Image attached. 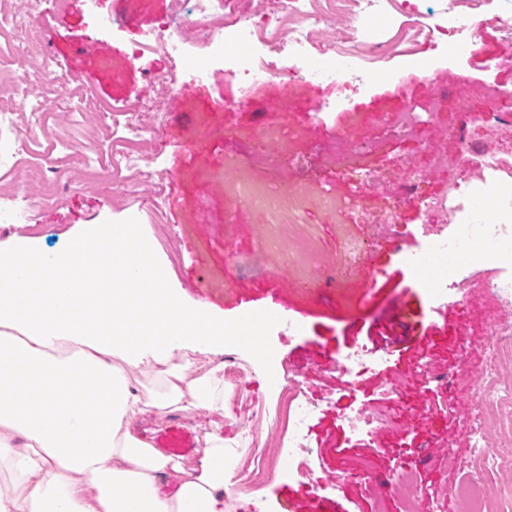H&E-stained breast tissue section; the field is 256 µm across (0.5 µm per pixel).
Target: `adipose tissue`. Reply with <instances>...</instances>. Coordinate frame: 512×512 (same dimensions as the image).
Segmentation results:
<instances>
[{
    "mask_svg": "<svg viewBox=\"0 0 512 512\" xmlns=\"http://www.w3.org/2000/svg\"><path fill=\"white\" fill-rule=\"evenodd\" d=\"M224 321L187 306L136 228L62 252L0 249V512H229L224 437L195 472L134 433V417L224 411V375L187 379L188 349L224 351ZM151 366L134 390L126 370Z\"/></svg>",
    "mask_w": 512,
    "mask_h": 512,
    "instance_id": "obj_1",
    "label": "adipose tissue"
}]
</instances>
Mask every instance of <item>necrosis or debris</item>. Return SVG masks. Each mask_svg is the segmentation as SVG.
Returning <instances> with one entry per match:
<instances>
[{
  "mask_svg": "<svg viewBox=\"0 0 512 512\" xmlns=\"http://www.w3.org/2000/svg\"><path fill=\"white\" fill-rule=\"evenodd\" d=\"M8 3V13L0 14V51L16 50L17 59L13 69L0 72V84H10L19 94L34 83L47 91V98L30 112V126L38 127L60 103L69 101L76 84L51 53H42L38 65L29 67L28 47L43 41L44 35L35 28L31 0ZM487 16L512 37V6H505L504 0H447L431 18L418 11L414 0H278L273 14L251 12L233 24L226 21L224 0H169L166 22L143 32L139 43L159 48L171 72L150 75L153 95L137 109L101 104L97 110L111 115L113 126L125 131V147L116 163L156 190L164 172L140 148L150 129L139 115L158 111L176 71L191 67L194 81L201 82L214 66H223L248 97L256 85L272 78L268 57L284 55L289 61L287 77L309 82L327 78L366 88L382 75L383 60L409 55L393 38L391 24L406 27L416 38L433 27L448 30L457 37L458 54L466 56L478 50L481 21ZM316 53L334 60L335 69L311 66ZM451 136L452 152L433 153L427 165L404 172L399 196L391 202L379 200L377 209L382 223L394 229L406 206L420 207L425 216L416 227L420 247L403 253L402 261L433 302L452 299L470 308L473 289L488 290L494 311L483 351L485 373L475 376L459 366L452 369L451 381L455 392L493 403L512 419V386L497 378L498 362L512 361V111L459 113ZM31 143L30 136L16 129L11 111H1L0 224H26L31 219L32 199L11 189L29 165ZM449 168L458 170L459 178L449 180L440 193L420 195L433 172ZM396 392L393 382H384L379 402L341 416L344 431L355 438L398 436V422L388 408ZM279 395L277 429L284 441L281 449H263L253 428L260 413L258 401L229 387L224 390V417L239 426L240 447L261 451L258 460L245 458L231 468L232 490L225 495L231 512H270L265 498L255 496L245 504L240 494L242 487L259 488L276 474L315 492L333 484L313 463L308 434V423L325 404V396L309 395L296 380L280 387Z\"/></svg>",
  "mask_w": 512,
  "mask_h": 512,
  "instance_id": "4bbe7bcc",
  "label": "necrosis or debris"
}]
</instances>
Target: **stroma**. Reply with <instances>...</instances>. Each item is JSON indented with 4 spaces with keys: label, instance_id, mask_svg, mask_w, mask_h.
<instances>
[{
    "label": "stroma",
    "instance_id": "obj_1",
    "mask_svg": "<svg viewBox=\"0 0 512 512\" xmlns=\"http://www.w3.org/2000/svg\"><path fill=\"white\" fill-rule=\"evenodd\" d=\"M168 3L99 0L93 16L83 0H71L62 19L50 15L49 0H36L35 9L49 51L88 92L105 104L132 106L150 96L148 74L170 68L158 50L135 48L137 31L162 22ZM101 14L122 18L125 28L103 30L97 21ZM453 41L452 33L438 31L433 43L414 44L411 63L392 61L394 78L369 93L336 81L284 79L288 60L273 58L269 64L276 77L244 101L236 81L212 72L207 81L193 83L191 93L174 91L162 105V121L144 116L155 126L144 148L166 171L170 202L162 223L138 221L154 206L149 187L115 186L105 173L91 184L72 172L60 183L63 204L41 205L30 223L0 232V246L24 242L62 250L99 225L133 223L163 273L164 288L183 302L204 305L228 323L258 312L283 316L284 325L270 336L276 348L272 369L279 378L303 381L312 393H334V403L322 407L310 430L317 466L337 481L333 490L318 493L282 480L267 483L261 493L278 512H403L394 478L405 469L417 473L425 491L419 512H438L442 489L475 476L483 482L486 512L512 507V466L480 463L470 452L465 425L469 415L484 414L488 445L503 447H512V428L487 403L455 394L442 379L461 360L471 372H481L480 347L488 338L481 312L429 299L401 263L402 252L420 244L419 211H402L407 227L402 239L377 232L345 207L351 183L335 159L345 146L342 130L352 125L358 139L377 145L373 191L396 195L407 164L424 163L429 151L451 149L448 125L455 102L486 107L482 87L488 82L512 96V63L499 60L504 38L489 20L481 28L479 52L460 63L436 61L430 81L420 79L415 62L433 59V44ZM318 96L345 99L346 108L313 114L310 105ZM412 101L438 114L420 138L390 129L393 114ZM275 183L296 189L289 209L297 232L315 247L310 257L289 259L282 271L276 264L288 259V245L276 225L260 222L268 207L263 190ZM351 238L369 246L372 261L344 276L335 264ZM377 265L395 268L396 276L373 280ZM401 322L408 326L407 341L394 349L388 367L366 371L353 382L328 369L340 352L368 345L367 329ZM387 380L402 386L396 407L404 421L403 440L360 442L344 436L339 414L375 402ZM131 427L188 471L198 466L207 449L204 435L213 428L221 429L226 445L237 441L235 425L203 410L141 416Z\"/></svg>",
    "mask_w": 512,
    "mask_h": 512
}]
</instances>
